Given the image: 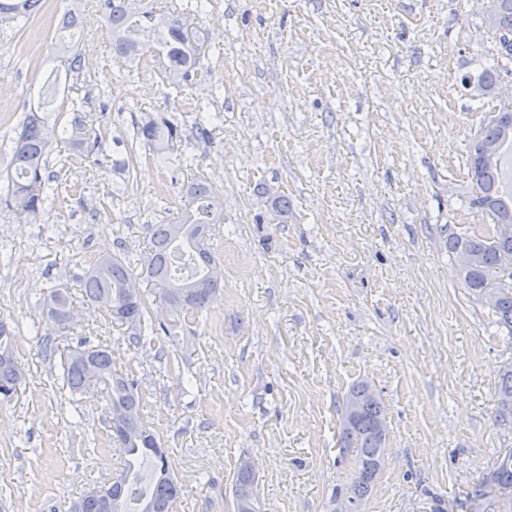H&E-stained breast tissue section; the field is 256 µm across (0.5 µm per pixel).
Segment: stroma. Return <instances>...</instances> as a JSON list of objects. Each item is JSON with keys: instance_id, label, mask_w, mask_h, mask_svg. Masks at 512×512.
<instances>
[{"instance_id": "35a3bbf8", "label": "stroma", "mask_w": 512, "mask_h": 512, "mask_svg": "<svg viewBox=\"0 0 512 512\" xmlns=\"http://www.w3.org/2000/svg\"><path fill=\"white\" fill-rule=\"evenodd\" d=\"M197 0H175L206 42L197 77L113 65L102 0H86L79 48L93 65L76 98L105 113L119 175L53 152L63 180L36 222L0 211V320L25 368L0 399V512H68L123 466L99 397L72 393L62 351L107 347L138 384L141 416L183 487L175 512H235L241 460L255 466L262 512H335L354 476L340 443L349 389L370 382L385 405L387 455L359 512H469L467 494L512 449L496 417L512 336L460 280L448 235L486 232L474 207L468 143L512 95V61L486 24L487 0H218L222 41ZM0 28V190L12 138L54 65L56 20ZM498 93L471 90L488 68ZM182 124L168 157L134 136L141 114ZM220 113L209 140L197 115ZM224 167V222L209 246L223 288L186 315L177 340L135 341L106 312L75 301L61 331L51 287L79 293L90 257L139 265L144 227L176 220L196 173ZM284 194L288 211L271 208ZM58 350L46 354L44 341Z\"/></svg>"}]
</instances>
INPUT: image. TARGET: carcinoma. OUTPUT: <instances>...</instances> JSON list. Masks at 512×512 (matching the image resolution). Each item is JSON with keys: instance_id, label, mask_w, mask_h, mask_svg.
Listing matches in <instances>:
<instances>
[{"instance_id": "cac0c4a2", "label": "carcinoma", "mask_w": 512, "mask_h": 512, "mask_svg": "<svg viewBox=\"0 0 512 512\" xmlns=\"http://www.w3.org/2000/svg\"><path fill=\"white\" fill-rule=\"evenodd\" d=\"M126 0H105L106 19L112 36V52L129 56L141 52L157 58L161 63L163 81L173 87L181 86L197 72L196 64L202 43L189 29L184 13L147 10L141 14L125 8ZM82 0H72L57 24L55 59L63 63L66 75L77 80L85 69V56L74 39L77 15L82 13ZM496 24L493 31L498 39L512 34V0H494ZM45 11V0H0V27L11 26L25 30L40 20ZM100 120L85 121L73 117L68 136L64 139L69 157L88 160L102 167L104 157L103 127ZM57 122L41 110L29 106L19 123L13 141L7 169L6 192L0 194V208L18 220L37 216L43 209L51 189L46 175L47 158L58 142ZM181 125L164 112L148 114L137 127V138L158 155H169L181 142ZM512 144V125L495 122L489 116L481 124L469 143L472 179L476 186L474 205L492 219V224H512V198L502 197L498 163H479L485 144ZM189 199L178 220L171 224H148L149 248L143 256L147 278L160 286L169 306L171 318L155 322L146 317L144 298L139 278L132 264L122 254L105 252L82 280V291L87 301L103 308L116 321L125 324L140 339L163 332L176 335L181 313L200 311L209 307L221 288V279H214L211 271L215 258L207 247V235L213 225L224 223V206L217 189L203 176L194 174L187 184ZM448 250L453 257L473 256L467 267H459L460 278L466 288L479 298L487 289L496 290L490 303L498 322L512 335V288H503L498 279L512 277V238H501L493 229L485 234L448 235ZM50 311L62 329L70 328L68 314L73 298L66 288H52L47 295ZM13 334L0 320V397L5 399L17 392L23 371L11 350ZM64 379L74 393L92 390L101 395L111 410V421L119 420L122 428L112 430L113 440L129 459L125 475L108 488H91L72 501L69 512H173L180 499L182 485L169 470L167 458L156 436L141 418L140 399L136 383L112 367V359L103 347L76 349L64 353ZM348 398L360 401L361 408L352 426L341 428L342 447L352 450L357 470L345 494L358 504L368 493L380 468L378 448L381 440L378 425L385 422L384 404L373 386L361 382L354 386ZM496 417L512 419V364L499 373ZM154 460L151 485L144 489L140 475L132 473L133 460L139 457ZM251 474L238 470L235 481L236 512H261L258 499L247 495ZM485 486L498 490L512 487V450L502 455Z\"/></svg>"}]
</instances>
